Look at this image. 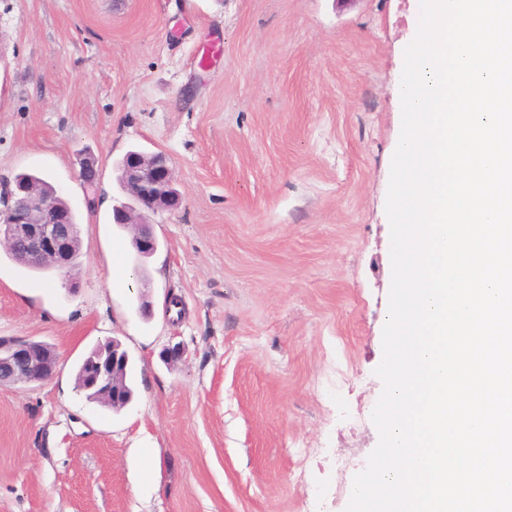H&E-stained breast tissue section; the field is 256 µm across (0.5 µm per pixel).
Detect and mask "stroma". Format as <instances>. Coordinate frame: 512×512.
<instances>
[{
  "mask_svg": "<svg viewBox=\"0 0 512 512\" xmlns=\"http://www.w3.org/2000/svg\"><path fill=\"white\" fill-rule=\"evenodd\" d=\"M418 24L413 0H0V177L45 178L81 240L66 278L0 250V336L59 357L0 386V512H344L379 441ZM131 150L165 154L179 196L145 213L148 257L112 221ZM107 339L131 361L117 411L75 389Z\"/></svg>",
  "mask_w": 512,
  "mask_h": 512,
  "instance_id": "obj_1",
  "label": "stroma"
}]
</instances>
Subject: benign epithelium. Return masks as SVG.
<instances>
[{
    "instance_id": "1",
    "label": "benign epithelium",
    "mask_w": 512,
    "mask_h": 512,
    "mask_svg": "<svg viewBox=\"0 0 512 512\" xmlns=\"http://www.w3.org/2000/svg\"><path fill=\"white\" fill-rule=\"evenodd\" d=\"M125 188L141 208L175 201L173 173L162 153L137 154L124 169ZM78 234L66 210L34 194L28 183L16 178L0 185V243L20 250L29 259L48 257L61 270L70 267ZM134 248L141 256L156 250L151 225L136 228ZM58 366L55 353L40 350L30 340L0 337V382L41 384Z\"/></svg>"
}]
</instances>
